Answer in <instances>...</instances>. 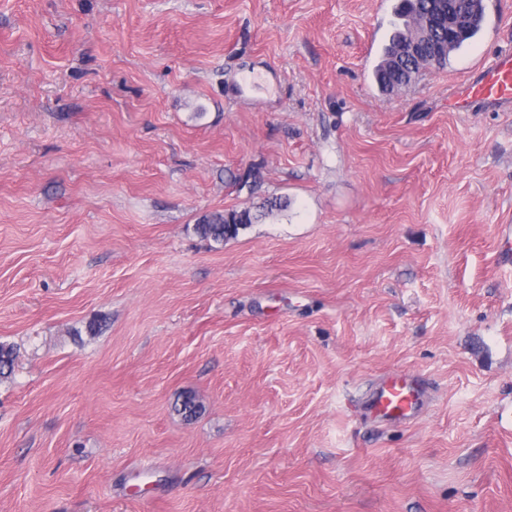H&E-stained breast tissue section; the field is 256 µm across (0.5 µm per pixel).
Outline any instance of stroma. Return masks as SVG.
<instances>
[{"label": "stroma", "instance_id": "1", "mask_svg": "<svg viewBox=\"0 0 512 512\" xmlns=\"http://www.w3.org/2000/svg\"><path fill=\"white\" fill-rule=\"evenodd\" d=\"M485 5L389 93L379 0H0V512H512V110L448 107ZM285 207L284 203L277 201H266L262 210L252 212L250 208L231 209L224 212H214L203 216L198 224L196 231L201 237L210 239L214 242H224L237 237L240 230H243L249 224H253L263 216L272 214L274 210H281ZM422 392L423 384L413 375L395 374L370 392L368 404L387 420H411L418 412Z\"/></svg>", "mask_w": 512, "mask_h": 512}]
</instances>
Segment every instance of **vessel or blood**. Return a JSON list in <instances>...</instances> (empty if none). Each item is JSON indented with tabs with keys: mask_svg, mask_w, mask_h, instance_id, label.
Here are the masks:
<instances>
[{
	"mask_svg": "<svg viewBox=\"0 0 512 512\" xmlns=\"http://www.w3.org/2000/svg\"><path fill=\"white\" fill-rule=\"evenodd\" d=\"M475 104L494 109L512 104V51L494 57L471 83L456 92V109L463 111ZM422 392L417 378L400 373L378 384L370 392L368 404L385 419L406 421L417 414Z\"/></svg>",
	"mask_w": 512,
	"mask_h": 512,
	"instance_id": "b4317fda",
	"label": "vessel or blood"
}]
</instances>
